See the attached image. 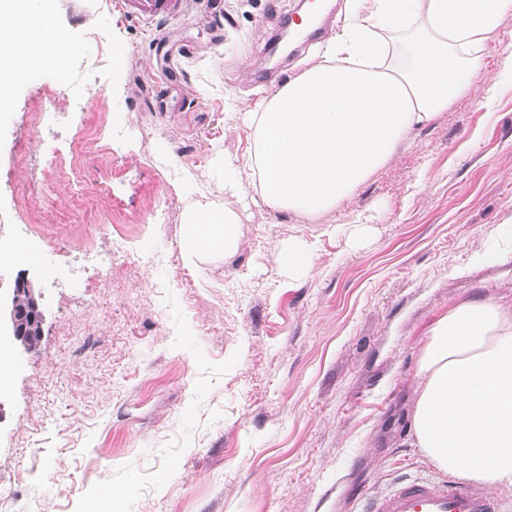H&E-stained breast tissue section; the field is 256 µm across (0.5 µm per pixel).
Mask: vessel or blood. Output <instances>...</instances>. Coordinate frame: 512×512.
<instances>
[{
  "label": "vessel or blood",
  "instance_id": "b4317fda",
  "mask_svg": "<svg viewBox=\"0 0 512 512\" xmlns=\"http://www.w3.org/2000/svg\"><path fill=\"white\" fill-rule=\"evenodd\" d=\"M146 17L172 14L177 0H131ZM503 504L491 491L455 478L415 477L389 490L362 496L360 512H501Z\"/></svg>",
  "mask_w": 512,
  "mask_h": 512
}]
</instances>
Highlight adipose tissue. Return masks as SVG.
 <instances>
[{
    "label": "adipose tissue",
    "mask_w": 512,
    "mask_h": 512,
    "mask_svg": "<svg viewBox=\"0 0 512 512\" xmlns=\"http://www.w3.org/2000/svg\"><path fill=\"white\" fill-rule=\"evenodd\" d=\"M319 58L244 113L256 134L259 197L310 218L335 210L392 156L405 134L489 81L483 51L512 0H356ZM28 0H0V104L39 60L62 63L70 40L16 44L44 28ZM405 34L399 66L384 31ZM238 216L196 209L184 256L226 252ZM418 447L438 468L489 486H512V315L488 299L453 306L431 327L418 365Z\"/></svg>",
    "instance_id": "ef3b65f1"
}]
</instances>
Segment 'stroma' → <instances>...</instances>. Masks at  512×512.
<instances>
[{
    "instance_id": "35a3bbf8",
    "label": "stroma",
    "mask_w": 512,
    "mask_h": 512,
    "mask_svg": "<svg viewBox=\"0 0 512 512\" xmlns=\"http://www.w3.org/2000/svg\"><path fill=\"white\" fill-rule=\"evenodd\" d=\"M298 0H184L147 20L54 0L73 48L16 82L0 121V290L32 279L37 346L0 391V512H359L399 474L436 473L412 430L418 361L459 301L512 311V79L412 129L317 219L255 202L256 135L230 120L321 54L269 64ZM71 109L69 124L36 113ZM164 160H156L158 147ZM243 172L234 248L185 261L190 210ZM125 239L128 255L113 258ZM310 265L288 272V244Z\"/></svg>"
}]
</instances>
